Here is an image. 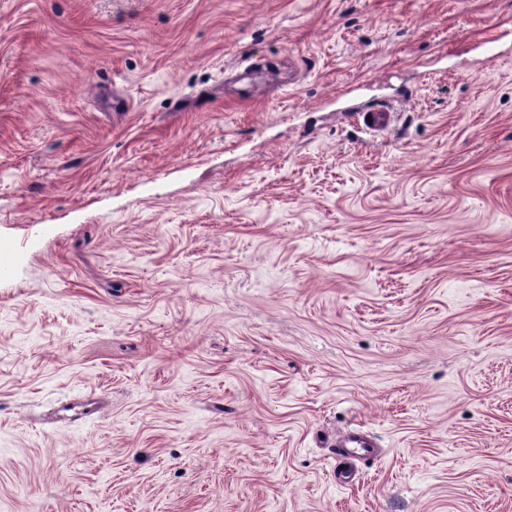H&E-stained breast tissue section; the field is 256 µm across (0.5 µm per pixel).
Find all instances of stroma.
Masks as SVG:
<instances>
[{
    "mask_svg": "<svg viewBox=\"0 0 512 512\" xmlns=\"http://www.w3.org/2000/svg\"><path fill=\"white\" fill-rule=\"evenodd\" d=\"M506 26L0 0V512H512ZM336 446L344 448L349 459L372 455L371 450L375 448L374 443L364 432H351L336 442Z\"/></svg>",
    "mask_w": 512,
    "mask_h": 512,
    "instance_id": "35a3bbf8",
    "label": "stroma"
}]
</instances>
